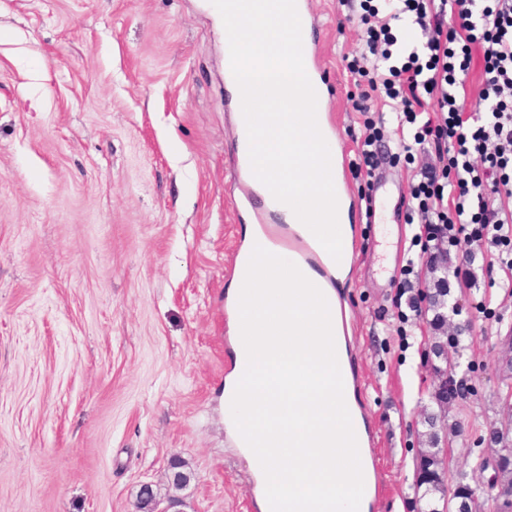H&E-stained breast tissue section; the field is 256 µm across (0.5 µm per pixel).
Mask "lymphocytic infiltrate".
<instances>
[{"mask_svg":"<svg viewBox=\"0 0 512 512\" xmlns=\"http://www.w3.org/2000/svg\"><path fill=\"white\" fill-rule=\"evenodd\" d=\"M360 8L344 20L366 33L346 65L354 108L367 115L365 175L381 163L384 128L370 117L378 104L395 115L397 149L421 158L410 211L425 261L407 262L399 281L409 309L427 321L429 276L463 239L455 287H470L476 269H496L512 297V0H361ZM474 68L479 110L466 87Z\"/></svg>","mask_w":512,"mask_h":512,"instance_id":"f902f5d3","label":"lymphocytic infiltrate"}]
</instances>
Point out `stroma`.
<instances>
[{"mask_svg": "<svg viewBox=\"0 0 512 512\" xmlns=\"http://www.w3.org/2000/svg\"><path fill=\"white\" fill-rule=\"evenodd\" d=\"M338 0H310L321 107L364 247L337 288L354 340L357 399L387 492L371 512H412L427 414L430 329L396 306L420 261L406 221L411 164L389 184L355 178L365 117L348 58L362 26L338 28ZM224 24L210 0H0V512H140L151 483L181 512H256L242 454L225 432L234 366L224 304L253 213L239 206L237 136L226 106ZM480 272L457 322L475 396L449 409L475 475L488 425L512 430L498 386L512 298ZM190 481L172 484V459Z\"/></svg>", "mask_w": 512, "mask_h": 512, "instance_id": "stroma-1", "label": "stroma"}]
</instances>
